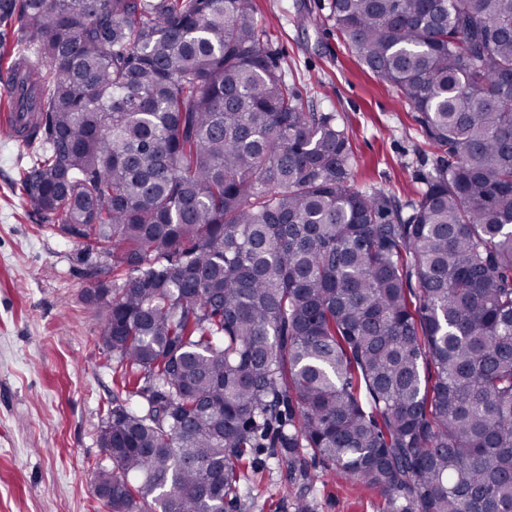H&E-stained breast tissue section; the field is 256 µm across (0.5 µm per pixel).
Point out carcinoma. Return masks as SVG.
I'll list each match as a JSON object with an SVG mask.
<instances>
[{
    "label": "carcinoma",
    "instance_id": "cac0c4a2",
    "mask_svg": "<svg viewBox=\"0 0 512 512\" xmlns=\"http://www.w3.org/2000/svg\"><path fill=\"white\" fill-rule=\"evenodd\" d=\"M437 150L411 212L289 85L252 0H0L26 202L112 257L108 512H224L286 448L383 512H512V0H333ZM417 287H412V283Z\"/></svg>",
    "mask_w": 512,
    "mask_h": 512
}]
</instances>
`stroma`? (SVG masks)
<instances>
[{
	"label": "stroma",
	"instance_id": "1",
	"mask_svg": "<svg viewBox=\"0 0 512 512\" xmlns=\"http://www.w3.org/2000/svg\"><path fill=\"white\" fill-rule=\"evenodd\" d=\"M253 4L288 83L348 131L355 187L416 199L436 153L338 32L332 0ZM31 158L0 130V512H102L92 470L108 463L98 435L117 376L85 294L116 274L106 253L61 236L26 203L19 179ZM242 472L239 512H383L380 491L314 459L298 473L257 448Z\"/></svg>",
	"mask_w": 512,
	"mask_h": 512
}]
</instances>
